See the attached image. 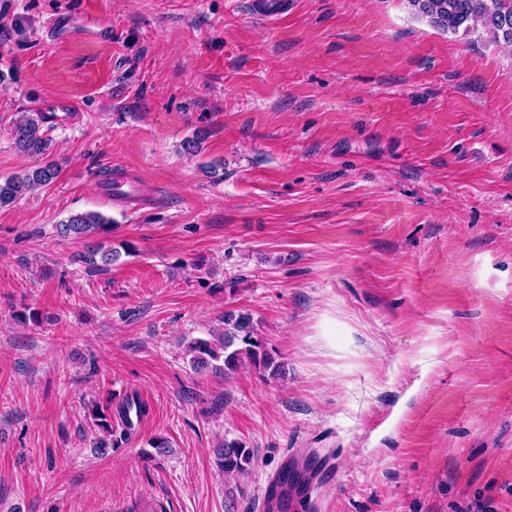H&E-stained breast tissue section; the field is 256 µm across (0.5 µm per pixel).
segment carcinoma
Masks as SVG:
<instances>
[{"label": "carcinoma", "mask_w": 512, "mask_h": 512, "mask_svg": "<svg viewBox=\"0 0 512 512\" xmlns=\"http://www.w3.org/2000/svg\"><path fill=\"white\" fill-rule=\"evenodd\" d=\"M413 13L426 20L432 27L443 32L468 34L478 28L489 34L492 40L512 45V0H406ZM15 147L32 157L35 163L22 173L0 179V208L15 203L35 190L53 183L59 176L60 166L51 158L50 143L42 130L41 121L29 115L22 116L14 125ZM112 221L98 213L78 212L70 214L59 225V233L65 237L85 239L91 242L87 261L94 262L101 255L103 265L112 262L114 254L103 250V245L93 242L99 232L109 233ZM194 370L213 368L229 375L244 362L276 374L280 364L265 349L262 339L256 335L249 317L240 315L224 319V332L218 343L196 340L190 345ZM221 365H212L214 360ZM218 466L227 476L248 473L255 462V452L238 441L224 443L216 449Z\"/></svg>", "instance_id": "1"}]
</instances>
